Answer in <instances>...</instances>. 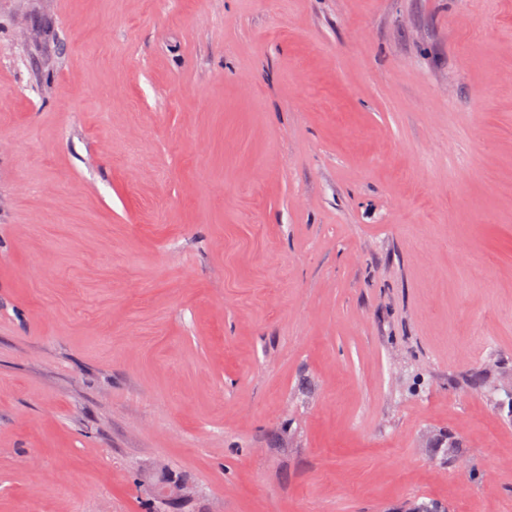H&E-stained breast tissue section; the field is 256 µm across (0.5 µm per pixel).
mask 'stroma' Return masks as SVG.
Here are the masks:
<instances>
[{
	"label": "stroma",
	"mask_w": 512,
	"mask_h": 512,
	"mask_svg": "<svg viewBox=\"0 0 512 512\" xmlns=\"http://www.w3.org/2000/svg\"><path fill=\"white\" fill-rule=\"evenodd\" d=\"M512 512V0H0V512Z\"/></svg>",
	"instance_id": "obj_1"
}]
</instances>
